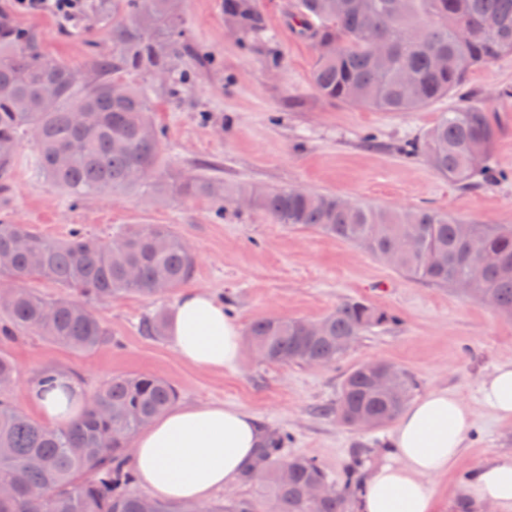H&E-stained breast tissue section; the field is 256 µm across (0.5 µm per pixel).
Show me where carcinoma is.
<instances>
[{"instance_id":"cac0c4a2","label":"carcinoma","mask_w":512,"mask_h":512,"mask_svg":"<svg viewBox=\"0 0 512 512\" xmlns=\"http://www.w3.org/2000/svg\"><path fill=\"white\" fill-rule=\"evenodd\" d=\"M180 0H112V57L85 80L71 67L37 51L34 39L0 25V177L9 173L23 135L35 139V178L74 196L133 192L157 172L161 144L147 93L125 84L112 93L111 75L148 70L168 73V59L184 46ZM224 16L240 34L263 30L256 0H224ZM294 17L318 51L310 73L327 100L379 112H411L456 95L468 74L512 54V0H296ZM443 59V66L437 60ZM84 105L77 121L73 105ZM496 127L478 104L457 106L410 145L441 176L462 187L488 175ZM153 196H207L221 212L246 197L273 223L314 230L354 243L374 256L408 240L393 267L414 280L448 285L512 315V226L470 224L446 212L393 209L300 188L224 189L210 176L176 175L151 182ZM195 254L171 224L121 228L108 240L74 228L49 239L26 224H0V278L37 275L80 293L49 299L23 287L0 290V343L35 330L76 352L93 351L112 336L90 306L125 294L157 297L189 281ZM393 321L363 300L341 302L308 334L304 320L264 317L247 332L248 346L269 363L335 364L347 338ZM167 314L141 318L138 331L159 337ZM368 362L344 377L336 404L323 409L342 424L379 428L404 409L415 382L396 369L395 388H377ZM16 381L14 363L0 353V394ZM176 387L150 373L114 375L91 395L82 416L67 426L32 419L0 397V512H351L363 482L361 449L332 478L321 464L286 455L288 436L268 432L256 460L241 475L258 485L256 497L217 503H162L132 488L135 434L178 399ZM327 480L333 492L317 501L307 485Z\"/></svg>"}]
</instances>
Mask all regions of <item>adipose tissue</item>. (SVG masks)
Listing matches in <instances>:
<instances>
[{
	"label": "adipose tissue",
	"mask_w": 512,
	"mask_h": 512,
	"mask_svg": "<svg viewBox=\"0 0 512 512\" xmlns=\"http://www.w3.org/2000/svg\"><path fill=\"white\" fill-rule=\"evenodd\" d=\"M171 336L186 362L211 371L237 366L242 351L239 325L208 292H184L172 310ZM481 399L500 418H512V363L497 367L482 383ZM51 424H66L86 406L83 388L67 380L31 395ZM472 411L456 394L436 390L401 414L392 436L395 463L369 474L357 512H435L430 477L446 473L465 450ZM259 429L248 411L221 404L175 407L134 441L139 483L161 501L206 502L237 479L258 446ZM460 495L476 512H512V457L474 468Z\"/></svg>",
	"instance_id": "1"
}]
</instances>
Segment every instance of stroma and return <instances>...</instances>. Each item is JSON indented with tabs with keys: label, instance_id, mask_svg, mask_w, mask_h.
Returning <instances> with one entry per match:
<instances>
[{
	"label": "stroma",
	"instance_id": "35a3bbf8",
	"mask_svg": "<svg viewBox=\"0 0 512 512\" xmlns=\"http://www.w3.org/2000/svg\"><path fill=\"white\" fill-rule=\"evenodd\" d=\"M85 14L60 25L51 15L11 11L0 0V20L35 34L43 55L82 76L112 53L111 0H88ZM295 0H259L264 28L242 40L224 17V0H181V25L205 63L192 54L171 59V78L188 75L180 95L169 80L143 72L124 81L146 88L161 135L164 164L176 174H206L226 188L300 187L362 203L394 208L429 207L476 224L512 225V55L474 69L462 99L445 98L414 112H379L332 102L312 86L316 46L293 21ZM487 104L497 137L491 186L464 189L437 174L425 157L404 150L460 101ZM36 147L23 138L7 182H0V223L28 224L62 239L71 229L107 238L121 227L170 224L196 254L187 289L223 302L241 329L265 316L316 321L336 305L364 299L395 317L359 339L332 367L276 364L243 353L235 369L208 371L185 361L169 336L137 331L141 317L172 310L180 290L147 298L135 294L94 303L112 341L80 354L23 331L0 346L17 368L9 399L30 416L31 381L54 369L77 374L85 392L117 374L152 373L171 381L178 403L235 405L251 411L260 427L288 436L287 454L320 462L337 475L356 445H364L363 471L390 463L392 426L355 431L322 415L334 404L344 375L381 360L409 372L418 400L435 389L458 394L473 413L466 453L433 477L436 512H456L459 489L478 464L512 457V420L480 402L483 379L512 361V316L454 288L408 278L360 246L306 229L273 223L261 211L227 207L217 213L204 196L156 202L148 190L76 198L33 178Z\"/></svg>",
	"mask_w": 512,
	"mask_h": 512
}]
</instances>
